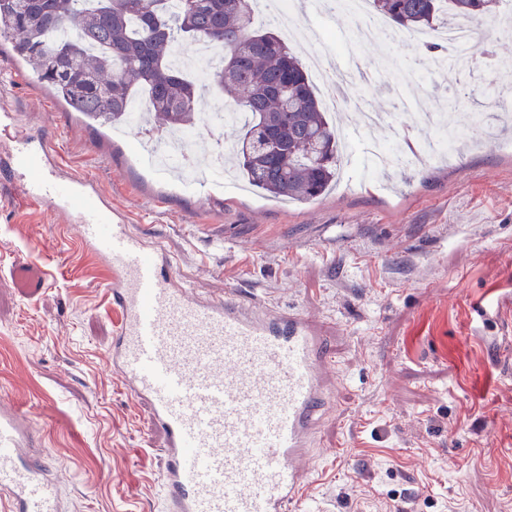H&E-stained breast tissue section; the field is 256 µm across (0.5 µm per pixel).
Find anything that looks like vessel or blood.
<instances>
[{
	"label": "vessel or blood",
	"mask_w": 512,
	"mask_h": 512,
	"mask_svg": "<svg viewBox=\"0 0 512 512\" xmlns=\"http://www.w3.org/2000/svg\"><path fill=\"white\" fill-rule=\"evenodd\" d=\"M29 202L77 225L109 272L118 315L110 363L165 437L163 512H287L315 468L312 450L339 385L328 340L306 314H269L232 294L185 287L172 256L133 230L91 177L65 171L47 134L24 136L6 163ZM19 297L41 296L35 262L11 268ZM17 405H0V512H59Z\"/></svg>",
	"instance_id": "b4317fda"
}]
</instances>
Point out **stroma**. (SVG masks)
<instances>
[{"label": "stroma", "mask_w": 512, "mask_h": 512, "mask_svg": "<svg viewBox=\"0 0 512 512\" xmlns=\"http://www.w3.org/2000/svg\"><path fill=\"white\" fill-rule=\"evenodd\" d=\"M304 20L335 41L336 68L357 59L371 71L349 95L391 123L366 140L406 135L423 148L422 112L472 111L483 124L466 126L451 160L416 162L395 183L359 159L329 196L286 204L159 181L135 135L63 111L3 42L0 95L20 129L57 128L64 167L95 178L136 232L172 254L181 281L317 320L341 387L298 512H512V369L493 349L512 337V149L484 97L495 86L512 108V68L486 63L512 61V28L480 17L470 71L441 77L419 50L394 46L400 65L421 71L417 102L385 72L379 46L350 38L346 7L309 8ZM0 188V402L26 411L63 512H161L163 437L108 364L118 317L107 271L16 180ZM23 259L48 274L33 301L6 279Z\"/></svg>", "instance_id": "1"}]
</instances>
